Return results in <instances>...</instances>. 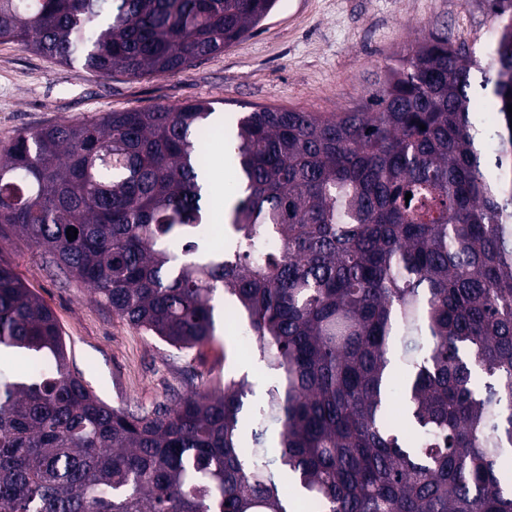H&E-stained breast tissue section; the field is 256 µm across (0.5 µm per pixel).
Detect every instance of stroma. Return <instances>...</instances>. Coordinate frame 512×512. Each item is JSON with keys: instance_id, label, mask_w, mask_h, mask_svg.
<instances>
[{"instance_id": "35a3bbf8", "label": "stroma", "mask_w": 512, "mask_h": 512, "mask_svg": "<svg viewBox=\"0 0 512 512\" xmlns=\"http://www.w3.org/2000/svg\"><path fill=\"white\" fill-rule=\"evenodd\" d=\"M493 17L486 0H277L251 36L174 74L103 78L82 65L0 43V144L19 133L108 111L210 101L238 116L257 106L341 112L376 89L384 64L430 35L483 49ZM219 187L206 215L224 225V205L236 195L231 166L214 161ZM20 278L60 323L71 368L113 406L158 405L198 389L222 390L233 373L253 382L262 364L242 348L236 331L217 325L212 341L180 351L128 325L90 288L46 264L42 250L13 239L0 245Z\"/></svg>"}]
</instances>
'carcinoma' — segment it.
<instances>
[{
	"mask_svg": "<svg viewBox=\"0 0 512 512\" xmlns=\"http://www.w3.org/2000/svg\"><path fill=\"white\" fill-rule=\"evenodd\" d=\"M488 2L482 55L432 35L360 107L240 116L218 245L209 102L0 146V233L178 349L214 338L224 292V321L273 376L254 407L244 378L150 413L111 406L0 258V349L29 369L0 372V512H512V0ZM275 3L0 0V42L102 77L163 76Z\"/></svg>",
	"mask_w": 512,
	"mask_h": 512,
	"instance_id": "obj_1",
	"label": "carcinoma"
}]
</instances>
